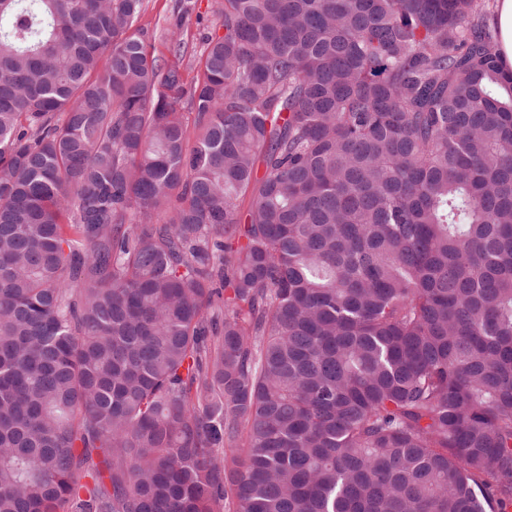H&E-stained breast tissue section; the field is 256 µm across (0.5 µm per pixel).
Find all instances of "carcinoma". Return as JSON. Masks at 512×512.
Wrapping results in <instances>:
<instances>
[{
    "label": "carcinoma",
    "mask_w": 512,
    "mask_h": 512,
    "mask_svg": "<svg viewBox=\"0 0 512 512\" xmlns=\"http://www.w3.org/2000/svg\"><path fill=\"white\" fill-rule=\"evenodd\" d=\"M143 2L0 0V512H512L488 0ZM222 0H145L137 25L147 34L149 51L160 59L173 60L169 33L176 25L186 34L181 65L184 82L190 84L201 73V55L207 36L224 33Z\"/></svg>",
    "instance_id": "cac0c4a2"
}]
</instances>
